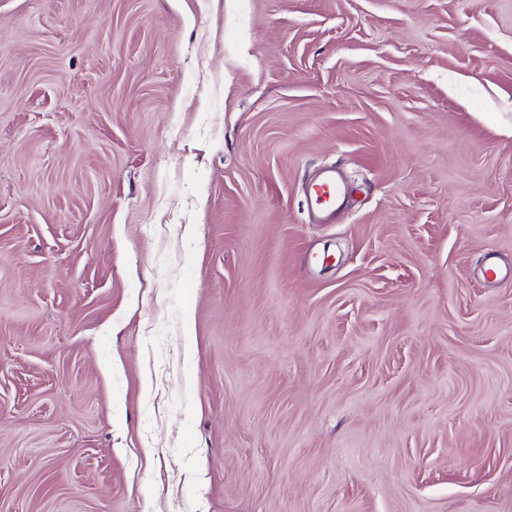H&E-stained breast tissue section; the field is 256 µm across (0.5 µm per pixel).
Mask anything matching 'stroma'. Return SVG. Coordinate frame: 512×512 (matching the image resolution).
<instances>
[{
	"label": "stroma",
	"instance_id": "1",
	"mask_svg": "<svg viewBox=\"0 0 512 512\" xmlns=\"http://www.w3.org/2000/svg\"><path fill=\"white\" fill-rule=\"evenodd\" d=\"M0 512H512V0H0ZM345 193L340 175L335 169H328L314 177L305 185L304 194L311 208L325 223L336 213Z\"/></svg>",
	"mask_w": 512,
	"mask_h": 512
}]
</instances>
